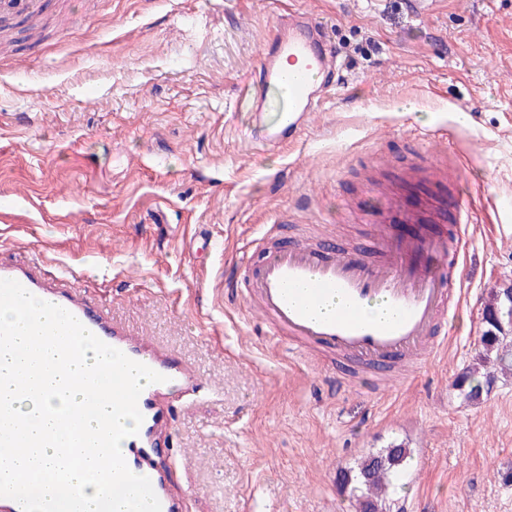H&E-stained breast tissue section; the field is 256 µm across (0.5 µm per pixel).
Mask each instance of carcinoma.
<instances>
[{
  "label": "carcinoma",
  "instance_id": "carcinoma-1",
  "mask_svg": "<svg viewBox=\"0 0 512 512\" xmlns=\"http://www.w3.org/2000/svg\"><path fill=\"white\" fill-rule=\"evenodd\" d=\"M511 291V283L491 290L483 309L481 350L476 362L456 377L455 387L467 402H481L492 382L512 375V337L507 336L512 319L502 308V295ZM410 460V449L392 442L366 456L344 475L343 482L350 487L357 512H385L386 501Z\"/></svg>",
  "mask_w": 512,
  "mask_h": 512
}]
</instances>
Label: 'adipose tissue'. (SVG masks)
I'll use <instances>...</instances> for the list:
<instances>
[{
    "label": "adipose tissue",
    "instance_id": "ef3b65f1",
    "mask_svg": "<svg viewBox=\"0 0 512 512\" xmlns=\"http://www.w3.org/2000/svg\"><path fill=\"white\" fill-rule=\"evenodd\" d=\"M0 323L14 326V334L8 346L0 348V401H8L20 416V424L33 439L39 440L36 448H16L12 451L10 467L17 481L18 492L27 499L41 501L51 492L59 500H67L72 486H81L89 505L96 506L111 500L113 487L111 476L101 481L86 479L80 471H67L64 465L66 451L71 445V433L58 424L56 416L78 405L82 396L79 391L63 388L56 368L60 348L70 342H78L85 353L95 348L87 337L68 333L66 324L49 311L34 309L30 319L24 320L7 306H0ZM43 338V371L35 389L16 386L12 377L17 372L11 349L27 346L35 338Z\"/></svg>",
    "mask_w": 512,
    "mask_h": 512
}]
</instances>
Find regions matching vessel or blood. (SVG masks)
Instances as JSON below:
<instances>
[{
    "label": "vessel or blood",
    "mask_w": 512,
    "mask_h": 512,
    "mask_svg": "<svg viewBox=\"0 0 512 512\" xmlns=\"http://www.w3.org/2000/svg\"><path fill=\"white\" fill-rule=\"evenodd\" d=\"M43 12V0H0V15L35 22ZM287 25V32L267 40L253 79L252 136L272 149L292 139L321 108L335 68L320 21L292 10ZM469 221L470 213L459 201L450 231L438 235L401 241L386 225H374L377 258L371 262L356 251L319 243L282 245L269 230L260 240V262L240 268L234 286L258 309L271 336L287 338L298 351L317 347L366 365L400 363L417 353L432 355L446 347L444 322L459 307L455 290L467 276L461 227ZM30 295L40 296L64 319L123 355L121 368L112 375V391L139 427L127 439L116 467L138 473L141 480L133 489L117 487L114 504L130 503L132 512H180L181 500L154 465L153 454L172 419L164 397L200 391L196 370L176 361L171 351L112 323L78 290L46 286L30 265H0V301ZM15 359L21 369L17 385H30L42 370L37 348L16 350ZM77 365L84 373L81 384L87 399L77 411L59 417L73 435L69 462L75 468L96 460L122 432L117 421L101 428L110 410L97 392L100 376L82 350L66 348L61 370ZM31 445L10 407L0 403V448Z\"/></svg>",
    "instance_id": "b4317fda"
}]
</instances>
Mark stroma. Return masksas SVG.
<instances>
[{"label":"stroma","mask_w":512,"mask_h":512,"mask_svg":"<svg viewBox=\"0 0 512 512\" xmlns=\"http://www.w3.org/2000/svg\"><path fill=\"white\" fill-rule=\"evenodd\" d=\"M341 82L291 142L252 141L268 0H50L0 61V264L39 259L203 380L167 405L155 462L181 512H355L343 471L389 443L401 512H512V377H455L491 289L512 283V0H295ZM469 116L467 124L457 113ZM467 193V278L446 349L407 379L345 381L273 340L226 285L268 228L366 258L377 200Z\"/></svg>","instance_id":"stroma-1"}]
</instances>
